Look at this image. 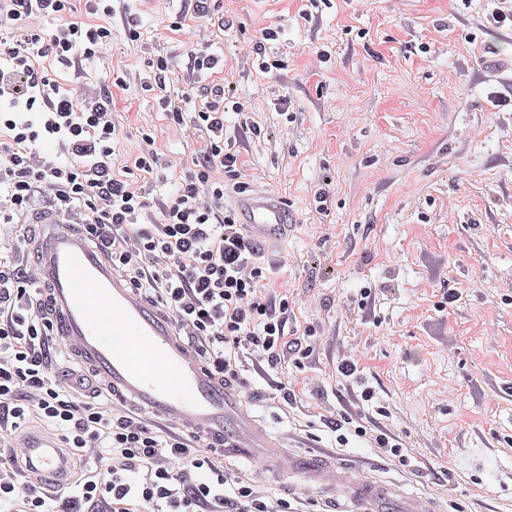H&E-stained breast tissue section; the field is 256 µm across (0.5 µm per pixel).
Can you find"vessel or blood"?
I'll return each mask as SVG.
<instances>
[{
	"mask_svg": "<svg viewBox=\"0 0 512 512\" xmlns=\"http://www.w3.org/2000/svg\"><path fill=\"white\" fill-rule=\"evenodd\" d=\"M234 214L256 242L283 237L289 229L287 201L269 191L238 192ZM34 221L41 231L27 239L26 249L37 282L48 288L44 304L53 336L80 368L103 382L113 407L136 408L227 457L261 454L284 473L336 486L331 512H382L387 499L397 500L401 512H438L431 497L373 481L330 454L287 450L260 422L240 385L212 374L174 317L136 290L71 217L44 208ZM21 448L32 475L47 477L52 491L66 490L69 461L57 441L30 434Z\"/></svg>",
	"mask_w": 512,
	"mask_h": 512,
	"instance_id": "vessel-or-blood-1",
	"label": "vessel or blood"
}]
</instances>
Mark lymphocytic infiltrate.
Returning a JSON list of instances; mask_svg holds the SVG:
<instances>
[{"label":"lymphocytic infiltrate","instance_id":"lymphocytic-infiltrate-1","mask_svg":"<svg viewBox=\"0 0 512 512\" xmlns=\"http://www.w3.org/2000/svg\"><path fill=\"white\" fill-rule=\"evenodd\" d=\"M12 44L0 54V97L39 109L41 126L0 113V195L10 203L0 223H13L42 188L63 213L87 212L82 230L130 282L173 312L200 344L208 369L238 378L239 353L278 367L287 345V298L271 305L261 297L273 270L224 207V184L214 168L236 174L239 155L224 135L231 95L223 84L205 88L191 116L170 111L174 123L191 119L205 129L204 156L187 171L162 221L145 223V195L114 178L112 154L121 130L112 97L91 104L51 80L35 60L58 63L75 54L93 58L112 39L110 28L75 17L74 0H11ZM52 21L50 31L36 23ZM44 138L62 142L70 160L36 162ZM34 288L0 257V432L38 419L59 432L74 454L94 451L102 467L84 476L66 496L52 499L37 482L20 484L12 460H0V512H295L288 499L224 472L213 450L142 417L104 409L62 389L52 370L51 324L33 302Z\"/></svg>","mask_w":512,"mask_h":512}]
</instances>
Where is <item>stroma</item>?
I'll return each mask as SVG.
<instances>
[{
  "mask_svg": "<svg viewBox=\"0 0 512 512\" xmlns=\"http://www.w3.org/2000/svg\"><path fill=\"white\" fill-rule=\"evenodd\" d=\"M111 6L104 16L76 2L81 20L112 30L99 57L37 64L79 98L111 93L126 134L112 159L117 178L140 185L134 154L142 134L153 137L165 180L148 190L147 221L159 222L207 140L169 120L147 91L148 62L160 56L172 64L163 95L183 112L193 109L187 91L230 88L244 107L224 122L238 181L293 210L288 234L260 247L276 266L261 296H287L289 337L308 325L316 334L301 367L242 357L240 379L266 426L291 450L329 448L365 476L426 492L441 512L453 500L462 512H512V37L488 23L490 0H213L204 18L194 0ZM178 18L182 30H168ZM269 28L279 36L266 53L280 67L264 73L252 47ZM198 51L223 56V71L194 70ZM116 71L124 86L113 85ZM322 188L328 209L319 213ZM346 356L373 402L337 374ZM282 383L295 404L278 401ZM342 416L392 433L410 466L368 437L338 446ZM256 468L224 465L298 512H323L332 497L299 475L255 478Z\"/></svg>",
  "mask_w": 512,
  "mask_h": 512,
  "instance_id": "obj_1",
  "label": "stroma"
}]
</instances>
